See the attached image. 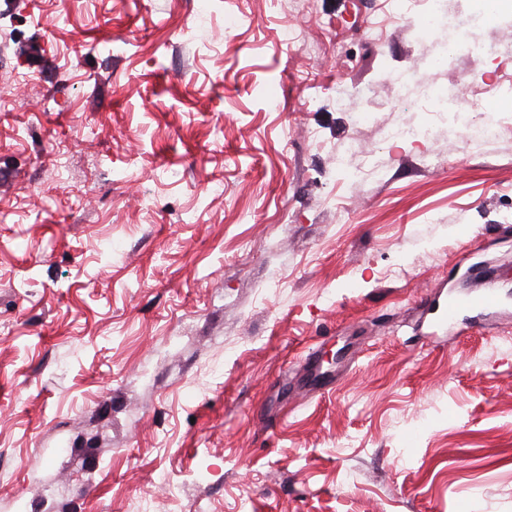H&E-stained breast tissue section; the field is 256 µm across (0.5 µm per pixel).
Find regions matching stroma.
I'll use <instances>...</instances> for the list:
<instances>
[{
	"mask_svg": "<svg viewBox=\"0 0 512 512\" xmlns=\"http://www.w3.org/2000/svg\"><path fill=\"white\" fill-rule=\"evenodd\" d=\"M201 3L0 0V512H512V9ZM494 303L495 295L491 291L474 295H451L442 310L441 317L451 323L466 309H485L491 307Z\"/></svg>",
	"mask_w": 512,
	"mask_h": 512,
	"instance_id": "stroma-1",
	"label": "stroma"
}]
</instances>
